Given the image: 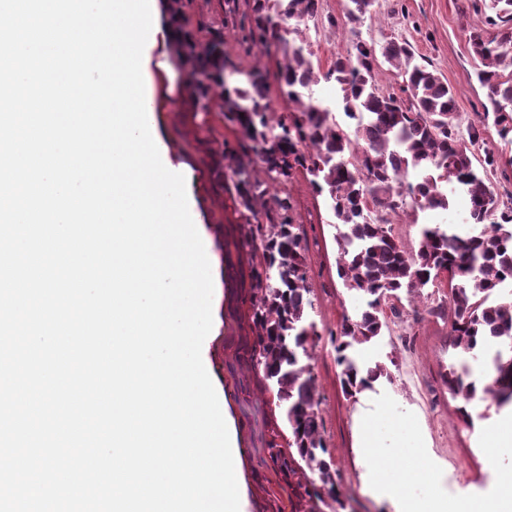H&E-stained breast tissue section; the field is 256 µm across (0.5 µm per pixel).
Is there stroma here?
Instances as JSON below:
<instances>
[{"instance_id": "obj_1", "label": "stroma", "mask_w": 512, "mask_h": 512, "mask_svg": "<svg viewBox=\"0 0 512 512\" xmlns=\"http://www.w3.org/2000/svg\"><path fill=\"white\" fill-rule=\"evenodd\" d=\"M345 4L321 0L318 16L299 30L321 68H329L349 44L351 33L341 22ZM181 10L185 30L198 43L223 36L229 64L276 72L277 61L265 46L242 41L251 25V0H181ZM487 14L484 0H376L360 32L379 45L389 39L410 43L416 62L431 64L454 88L466 126L479 122L485 110L486 94L475 77L470 37L477 30L492 34L485 24ZM164 124L178 142V161L190 168V183L220 272L221 287L212 300L213 334L204 344L222 352L211 370L212 382L226 402L237 435L247 512H309L302 475L287 478L262 462V434L282 423V410L242 349L244 341L257 334L242 301L254 257L247 250L228 255L223 248L235 225L246 221L234 186L235 171L243 167L259 179L261 164L254 154L238 151L239 134L225 121L217 96L173 105ZM483 138L475 154L498 155L490 183L501 205L512 207V143L502 141L491 125ZM269 191L288 192L294 219L309 244L307 285L317 335L308 347L307 362L319 398L321 434L336 468L342 512H404L407 504L434 497L477 507L495 492L493 475L512 478V446L490 452L483 442L485 432L512 426V410L488 411L475 405L461 415L459 401L441 379V364L452 355L450 322L427 312L417 321L407 316L390 323L373 341L356 347L359 360L384 364L388 374L356 398H346L331 334L343 314L361 301L337 275L333 216L304 174ZM368 430L377 445L372 458L358 448L360 435Z\"/></svg>"}]
</instances>
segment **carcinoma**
<instances>
[{
    "mask_svg": "<svg viewBox=\"0 0 512 512\" xmlns=\"http://www.w3.org/2000/svg\"><path fill=\"white\" fill-rule=\"evenodd\" d=\"M495 14L489 36H473L476 77L489 106L481 124L459 131L456 93L435 70L414 62L407 42L389 40L381 47L357 37L326 71L314 64L309 45L291 43L290 26L317 16L319 0H252L248 37L258 40L284 64L275 74L252 69L241 85L228 83L224 39L184 46L194 74L192 90L205 99L220 88L224 118L239 126L264 169L260 181L236 171L242 204L251 209L266 199L265 221L240 224L236 248L258 257L251 269L249 298L257 336L249 350L254 371L275 388L285 409L297 456L280 450L278 434L266 440L272 464L283 473L301 467L317 476L307 492L310 512L319 504L339 502L336 469L321 434L322 420L308 357L309 340L318 335L309 319L312 300L306 286L307 245L291 216L290 196L268 195L269 184L287 182L302 171L313 189L326 194L334 218L337 273L346 289L365 302L344 314L336 330V360L342 367L344 394L372 388L386 375L381 364L364 367L355 347L370 342L398 318L402 296L419 297L423 289H448L450 346L458 358L448 363L449 393L462 402L460 411L482 403L486 408L512 406V208L499 207L488 170L497 156L487 151L475 164L474 148L483 129L493 124L501 139L512 137V0H488ZM374 0H347V24L361 22ZM404 74L405 98L377 86L378 57ZM288 102V112L272 120L270 79ZM334 82L345 116L355 121L344 129L330 105L314 97L313 87ZM463 193L469 211L461 231L452 224H426L417 246L409 250L392 227L402 213L414 216L446 211Z\"/></svg>",
    "mask_w": 512,
    "mask_h": 512,
    "instance_id": "carcinoma-1",
    "label": "carcinoma"
}]
</instances>
